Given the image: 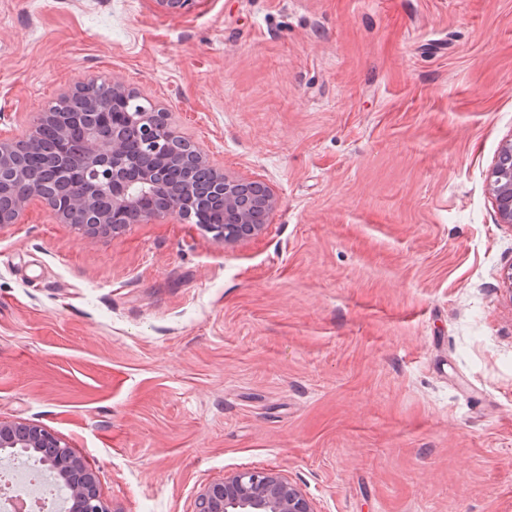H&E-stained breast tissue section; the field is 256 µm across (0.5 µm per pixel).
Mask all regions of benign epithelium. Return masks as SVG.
<instances>
[{"instance_id":"obj_1","label":"benign epithelium","mask_w":512,"mask_h":512,"mask_svg":"<svg viewBox=\"0 0 512 512\" xmlns=\"http://www.w3.org/2000/svg\"><path fill=\"white\" fill-rule=\"evenodd\" d=\"M195 0H157L160 9L171 15L186 12ZM109 92L98 93V82L89 80L65 92L60 103L38 114L23 142L29 147L40 144L41 125L56 121L62 127L58 154L51 160L54 178L60 184L82 181L63 206H58L44 188L30 185L16 197L12 184L24 179L16 167L14 140L0 139V228L17 224L29 204H44L60 224H68L88 237L119 235L135 223L165 216L184 218L188 215L185 199L193 194L186 181L169 187L170 205L162 212L141 207L142 199L155 191L160 183L158 172L173 165L201 169L206 172L211 189L224 195V209L231 223L207 226L212 239L234 246L264 233L268 215L275 209L277 198L272 188L256 180L234 178L213 164L193 142L179 135L169 122V113L155 107L133 113L145 144L159 148L176 139L181 153L161 155L150 166H142L124 154L122 135L112 133V140L100 137L88 127L78 149L83 168L70 159L68 128L77 125L82 113L75 107H86L103 115L111 113L112 100L136 101L139 95L123 85L107 84ZM512 137L507 139L489 174V191L501 224H512ZM25 448L50 463V470L69 492L70 512H112L101 497L96 474L87 469L68 444L50 428L24 419H0V450ZM197 512H315L307 493L295 482L273 469H246L224 475V479L205 486L197 498Z\"/></svg>"}]
</instances>
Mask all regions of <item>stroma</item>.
<instances>
[{"instance_id":"obj_1","label":"stroma","mask_w":512,"mask_h":512,"mask_svg":"<svg viewBox=\"0 0 512 512\" xmlns=\"http://www.w3.org/2000/svg\"><path fill=\"white\" fill-rule=\"evenodd\" d=\"M161 104L267 183L236 246L190 219L0 229V418L115 512L276 469L316 512H512V0H0V138L81 81ZM507 159V165L504 160ZM512 137L507 139L489 174V191L501 224H512ZM508 171V173H507ZM26 448L42 456L69 492L71 512H112L101 497L96 474L50 428L24 419H0V449Z\"/></svg>"}]
</instances>
